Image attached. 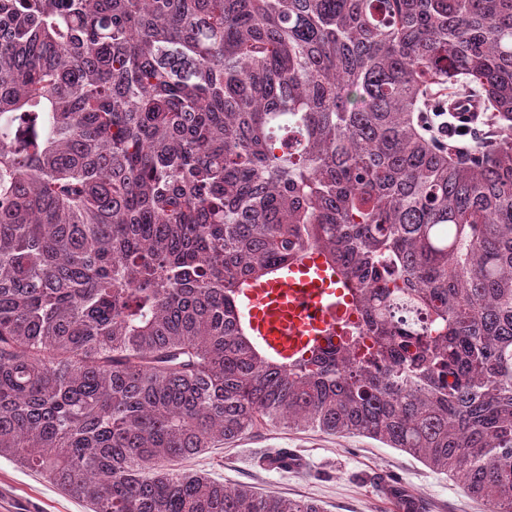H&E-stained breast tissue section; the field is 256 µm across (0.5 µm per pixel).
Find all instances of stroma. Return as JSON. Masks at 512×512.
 <instances>
[{"label": "stroma", "mask_w": 512, "mask_h": 512, "mask_svg": "<svg viewBox=\"0 0 512 512\" xmlns=\"http://www.w3.org/2000/svg\"><path fill=\"white\" fill-rule=\"evenodd\" d=\"M291 450L297 467L270 468ZM227 486L249 485L291 499L315 500L326 512H403L387 486L404 488L426 512H485L461 480L433 472L412 455L360 436L263 426L232 444L183 461ZM0 512H87L36 473L0 458Z\"/></svg>", "instance_id": "35a3bbf8"}]
</instances>
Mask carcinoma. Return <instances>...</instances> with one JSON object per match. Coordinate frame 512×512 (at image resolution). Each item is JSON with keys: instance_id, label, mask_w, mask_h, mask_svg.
<instances>
[{"instance_id": "carcinoma-1", "label": "carcinoma", "mask_w": 512, "mask_h": 512, "mask_svg": "<svg viewBox=\"0 0 512 512\" xmlns=\"http://www.w3.org/2000/svg\"><path fill=\"white\" fill-rule=\"evenodd\" d=\"M512 0H0V457L89 512H325L175 467L358 435L512 512ZM360 320L284 362L244 289ZM445 114H446V121H444L443 123H441L438 126L437 132L440 136L446 138V140L455 139V140L460 141V144L462 146L459 147V150H467V149L471 148L472 146H474L478 142L484 143V142L491 140L490 136L492 134H490L491 133L490 131L479 129L477 127V123L479 122V115L476 116L473 121L468 122V123H472V124L470 125V127L467 130L460 132V133H456L455 124L453 122V120H456V119L452 118L449 115L450 114L449 112L448 113L442 112V115H445ZM470 143H473V144H470ZM468 144H470V145H468ZM344 278L316 254L288 266L275 281L256 282L247 291L254 335L269 348L292 358L336 332L349 300Z\"/></svg>"}]
</instances>
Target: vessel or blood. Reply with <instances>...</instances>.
<instances>
[{
  "instance_id": "1",
  "label": "vessel or blood",
  "mask_w": 512,
  "mask_h": 512,
  "mask_svg": "<svg viewBox=\"0 0 512 512\" xmlns=\"http://www.w3.org/2000/svg\"><path fill=\"white\" fill-rule=\"evenodd\" d=\"M345 296L341 273L312 253L277 280L248 289L251 327L270 349L291 358L335 331Z\"/></svg>"
}]
</instances>
